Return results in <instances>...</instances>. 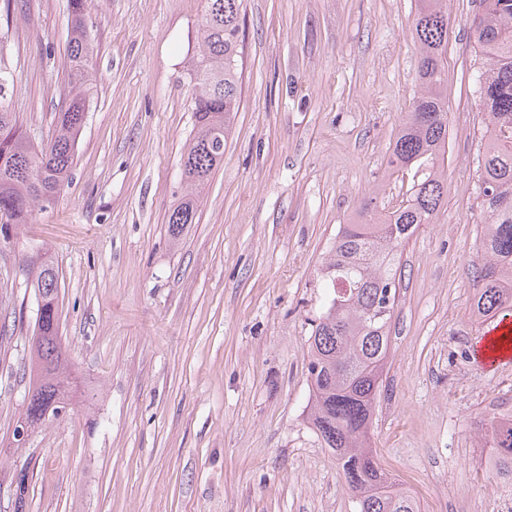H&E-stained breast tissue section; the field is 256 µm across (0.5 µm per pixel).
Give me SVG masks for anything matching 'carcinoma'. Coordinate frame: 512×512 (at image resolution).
Instances as JSON below:
<instances>
[{
  "mask_svg": "<svg viewBox=\"0 0 512 512\" xmlns=\"http://www.w3.org/2000/svg\"><path fill=\"white\" fill-rule=\"evenodd\" d=\"M244 0H206L198 51L190 62L195 134L183 161L184 191L167 217L171 239L181 237L197 214V192L224 161L231 118L241 99L238 57ZM472 36L481 67L474 93L489 120L479 186L485 261L476 270L479 288L472 312L478 318L512 316V0H479ZM71 66L57 112L56 133L36 147L17 113L0 104V218L26 224L34 208L59 193L91 102L86 67L93 41L83 16L88 0H69ZM412 36L419 50V90L392 146L390 165L413 171L412 183L391 211L376 199L361 202L353 223L340 227L323 271L328 300L312 320L308 379L309 420L341 462L356 512H420L417 499L390 477L369 448L374 400L390 352L389 328L398 300L402 248L430 223L445 193L441 172L448 139L445 54L447 0H419ZM58 271L41 264L34 272L37 317L31 346L35 396L24 415L58 418L66 409L69 361L59 338ZM489 465L512 482V415L494 425Z\"/></svg>",
  "mask_w": 512,
  "mask_h": 512,
  "instance_id": "1",
  "label": "carcinoma"
}]
</instances>
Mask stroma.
<instances>
[{
    "instance_id": "1",
    "label": "stroma",
    "mask_w": 512,
    "mask_h": 512,
    "mask_svg": "<svg viewBox=\"0 0 512 512\" xmlns=\"http://www.w3.org/2000/svg\"><path fill=\"white\" fill-rule=\"evenodd\" d=\"M417 0H245L242 94L224 161L179 241L167 214L193 135L192 56L205 0H90L94 97L68 184L0 234V506L22 512H355L308 423L321 269L358 203L399 200L391 147L418 89ZM479 0H448L447 192L402 249L371 446L422 512H512L487 428L512 413V361L475 349L483 264L473 93ZM68 0L0 10L4 100L50 139L69 60ZM59 270V332L82 394L12 450L26 409L36 302Z\"/></svg>"
}]
</instances>
